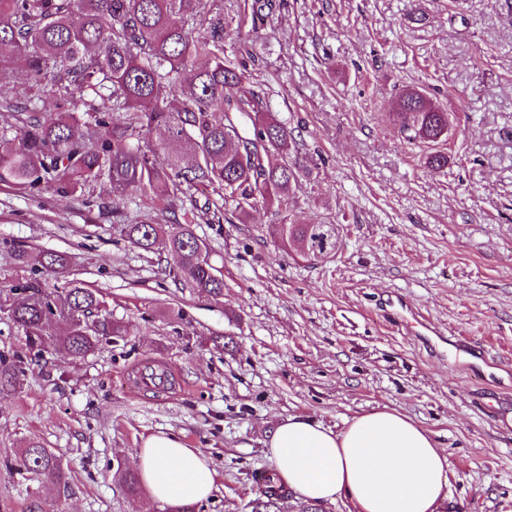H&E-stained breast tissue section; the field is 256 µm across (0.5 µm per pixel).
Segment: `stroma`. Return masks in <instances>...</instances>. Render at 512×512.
I'll return each mask as SVG.
<instances>
[{
	"mask_svg": "<svg viewBox=\"0 0 512 512\" xmlns=\"http://www.w3.org/2000/svg\"><path fill=\"white\" fill-rule=\"evenodd\" d=\"M224 50L315 164L288 202L297 222L340 221L335 255L278 245L275 208L245 222L211 188L175 200L224 277L213 298L182 287L165 256L113 232L150 212L105 188L67 196L0 185V283L27 277L16 249L68 258L124 334L72 360L56 344L0 395V512H182L127 494L144 440L163 432L210 458L216 487L191 512H251L274 470L276 425L334 430L376 408L404 413L448 458L439 512H512V10L504 0H224ZM414 87L446 111L448 166L423 165L389 114ZM470 344L451 348V337ZM158 364L171 386L135 385ZM38 443L63 460L50 482L14 468Z\"/></svg>",
	"mask_w": 512,
	"mask_h": 512,
	"instance_id": "35a3bbf8",
	"label": "stroma"
}]
</instances>
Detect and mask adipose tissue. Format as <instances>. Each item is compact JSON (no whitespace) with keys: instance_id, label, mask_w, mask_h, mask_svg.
I'll return each instance as SVG.
<instances>
[{"instance_id":"1","label":"adipose tissue","mask_w":512,"mask_h":512,"mask_svg":"<svg viewBox=\"0 0 512 512\" xmlns=\"http://www.w3.org/2000/svg\"><path fill=\"white\" fill-rule=\"evenodd\" d=\"M269 453L284 484L312 503L350 501L356 512H437L448 493V458L431 435L389 408L354 416L333 431L302 416L280 422ZM136 468L153 500L208 498L216 472L176 436H148Z\"/></svg>"}]
</instances>
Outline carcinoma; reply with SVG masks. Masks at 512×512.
I'll return each mask as SVG.
<instances>
[{"mask_svg": "<svg viewBox=\"0 0 512 512\" xmlns=\"http://www.w3.org/2000/svg\"><path fill=\"white\" fill-rule=\"evenodd\" d=\"M209 36H193L197 24ZM20 82L29 96L0 95V183L69 195L106 188L112 213L125 198L149 197L156 218L118 224L132 246L164 245L172 273L185 288L218 297L224 280L194 224L167 223L172 202L195 184L236 202L238 220L259 201H287L301 177L293 132L269 112L245 69L224 54V0H0V91ZM393 121L420 143L448 140V113L422 93L405 89ZM163 131L158 143L143 136ZM164 156L165 164L157 162ZM336 225L296 223L280 213V247L304 261L321 259L315 245L336 250ZM21 267L59 275L68 266L57 252L19 249ZM0 315L23 336L24 349L0 356V393L22 384L25 357L53 338L74 360L123 334L99 293L71 283L55 294L39 278L0 286ZM67 332L52 337L56 322ZM17 467L59 480L61 459L29 444ZM288 494L270 472L253 512H283Z\"/></svg>", "mask_w": 512, "mask_h": 512, "instance_id": "1", "label": "carcinoma"}]
</instances>
